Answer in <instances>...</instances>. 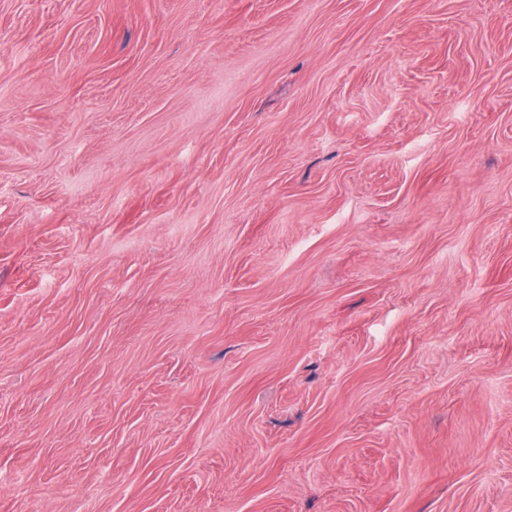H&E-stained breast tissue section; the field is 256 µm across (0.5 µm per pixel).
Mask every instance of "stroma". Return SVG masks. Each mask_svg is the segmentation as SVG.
<instances>
[{"label":"stroma","mask_w":512,"mask_h":512,"mask_svg":"<svg viewBox=\"0 0 512 512\" xmlns=\"http://www.w3.org/2000/svg\"><path fill=\"white\" fill-rule=\"evenodd\" d=\"M0 512H512V0H0Z\"/></svg>","instance_id":"obj_1"}]
</instances>
